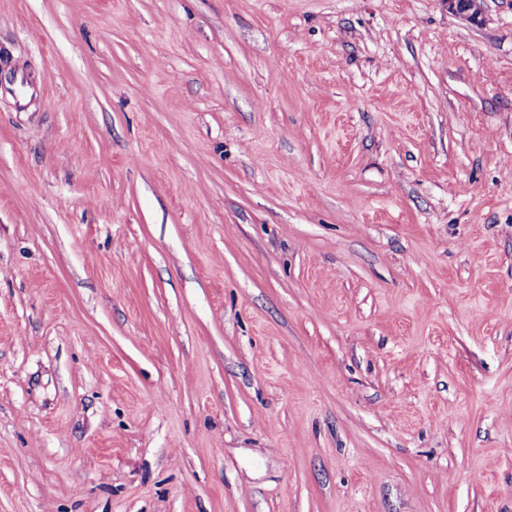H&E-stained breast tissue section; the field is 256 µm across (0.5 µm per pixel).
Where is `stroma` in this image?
I'll use <instances>...</instances> for the list:
<instances>
[{
  "mask_svg": "<svg viewBox=\"0 0 512 512\" xmlns=\"http://www.w3.org/2000/svg\"><path fill=\"white\" fill-rule=\"evenodd\" d=\"M0 53V512H512V0H0Z\"/></svg>",
  "mask_w": 512,
  "mask_h": 512,
  "instance_id": "1",
  "label": "stroma"
}]
</instances>
